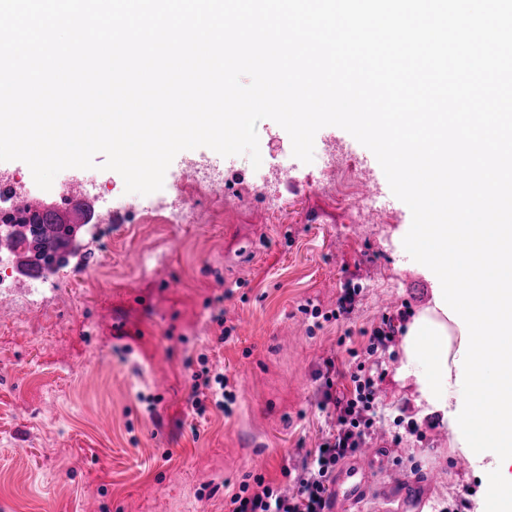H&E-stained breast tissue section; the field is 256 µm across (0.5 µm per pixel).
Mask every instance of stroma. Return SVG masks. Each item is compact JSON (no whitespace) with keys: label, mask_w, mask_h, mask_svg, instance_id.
<instances>
[{"label":"stroma","mask_w":512,"mask_h":512,"mask_svg":"<svg viewBox=\"0 0 512 512\" xmlns=\"http://www.w3.org/2000/svg\"><path fill=\"white\" fill-rule=\"evenodd\" d=\"M258 135L260 167L199 147L164 177L219 165L223 194L181 189L222 209L221 223H166L174 192L138 194L135 222L115 228L99 208L64 269L39 289L17 275L0 291V512H230L258 476L289 491V471L333 426L318 408L329 359L336 391L359 363L377 382L370 416L389 448L377 485L433 471L422 512H483L487 458L465 454L440 414L418 416L414 385L397 376L400 339L433 286L403 248L410 209L339 127L315 135L340 159L328 169L292 158L272 120ZM368 183L373 211L361 205ZM149 254L163 261L140 274ZM347 288L358 295L341 315ZM386 318L395 341L368 353ZM204 365L228 377L230 412H193Z\"/></svg>","instance_id":"35a3bbf8"}]
</instances>
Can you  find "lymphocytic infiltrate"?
<instances>
[{
	"label": "lymphocytic infiltrate",
	"mask_w": 512,
	"mask_h": 512,
	"mask_svg": "<svg viewBox=\"0 0 512 512\" xmlns=\"http://www.w3.org/2000/svg\"><path fill=\"white\" fill-rule=\"evenodd\" d=\"M350 380L352 389L342 394H333L328 389L323 392L325 401L335 408L336 429L324 447L307 453L294 478L295 492L284 495L262 484L252 495H232V512H325L330 479L338 462L365 443L372 433L368 411L375 401V380L361 369L352 372Z\"/></svg>",
	"instance_id": "obj_1"
}]
</instances>
